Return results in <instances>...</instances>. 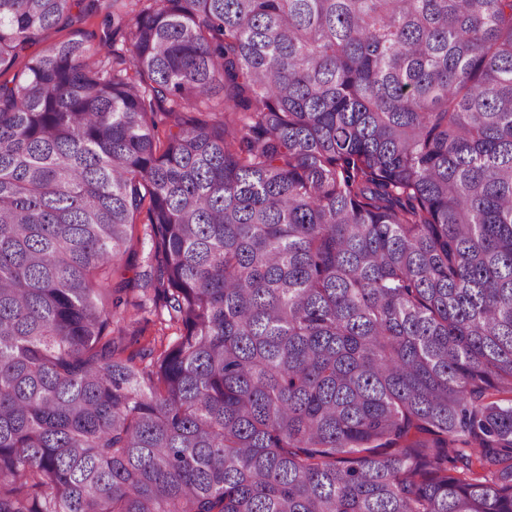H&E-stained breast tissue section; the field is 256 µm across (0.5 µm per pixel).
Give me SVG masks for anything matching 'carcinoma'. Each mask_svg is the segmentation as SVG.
<instances>
[{
  "mask_svg": "<svg viewBox=\"0 0 512 512\" xmlns=\"http://www.w3.org/2000/svg\"><path fill=\"white\" fill-rule=\"evenodd\" d=\"M99 2L0 0V68ZM112 20L0 82V512H512V0ZM145 222L142 215L135 226L130 251L126 256L129 262H123L119 270V277L129 280L131 285L123 294L125 303L112 316V335L138 339V344L132 345L128 352L154 339L160 348L161 337L163 345H166L180 334L176 325L166 321V313L161 314L160 303L157 301L156 304L154 291L148 285L150 242L145 235Z\"/></svg>",
  "mask_w": 512,
  "mask_h": 512,
  "instance_id": "1",
  "label": "carcinoma"
}]
</instances>
